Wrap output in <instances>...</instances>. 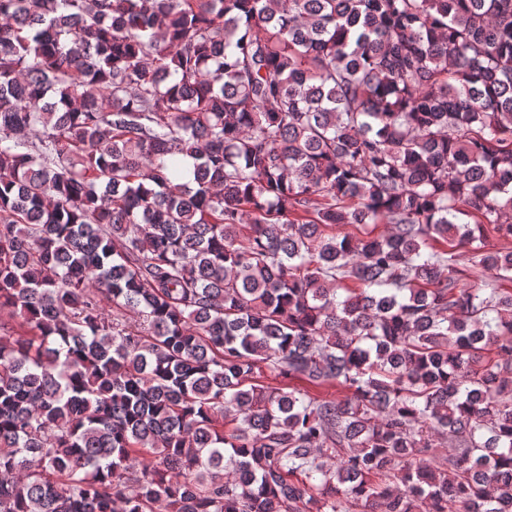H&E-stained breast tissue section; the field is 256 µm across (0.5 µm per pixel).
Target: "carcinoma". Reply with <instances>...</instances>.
Wrapping results in <instances>:
<instances>
[{"mask_svg":"<svg viewBox=\"0 0 512 512\" xmlns=\"http://www.w3.org/2000/svg\"><path fill=\"white\" fill-rule=\"evenodd\" d=\"M511 213L512 0H0V512H512ZM453 249V250H452ZM453 252L454 265L463 270V283L472 288H511L512 281L498 278L494 271L484 270L474 266L471 260V254L466 248H448Z\"/></svg>","mask_w":512,"mask_h":512,"instance_id":"obj_1","label":"carcinoma"}]
</instances>
